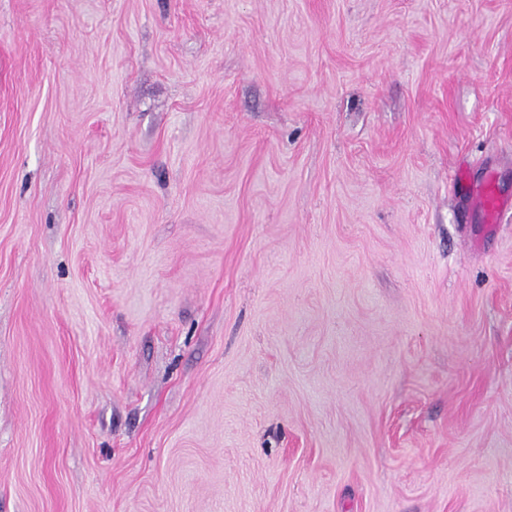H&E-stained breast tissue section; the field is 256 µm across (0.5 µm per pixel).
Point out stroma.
Listing matches in <instances>:
<instances>
[{"instance_id": "stroma-1", "label": "stroma", "mask_w": 512, "mask_h": 512, "mask_svg": "<svg viewBox=\"0 0 512 512\" xmlns=\"http://www.w3.org/2000/svg\"><path fill=\"white\" fill-rule=\"evenodd\" d=\"M512 0H0V512H512ZM470 195L475 206L483 212L488 231L495 230L503 216L512 210V203L496 194L492 182L474 187Z\"/></svg>"}]
</instances>
